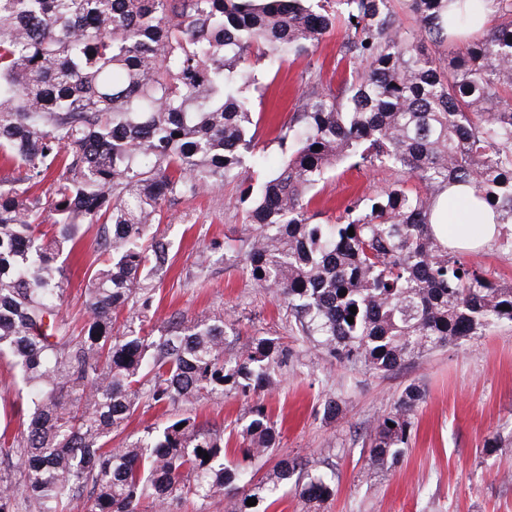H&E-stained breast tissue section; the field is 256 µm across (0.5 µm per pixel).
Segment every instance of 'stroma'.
Segmentation results:
<instances>
[{
  "label": "stroma",
  "instance_id": "obj_1",
  "mask_svg": "<svg viewBox=\"0 0 512 512\" xmlns=\"http://www.w3.org/2000/svg\"><path fill=\"white\" fill-rule=\"evenodd\" d=\"M344 36L343 29L333 30L312 55L288 59L276 69L258 66V82L244 94L258 120V147L268 164L257 171L254 183L280 161L275 126L291 115L311 71L331 74ZM400 178L387 168L331 172L317 187L322 221H335L343 204L374 196ZM246 208L236 182L165 204L158 230L173 242L172 269L160 286L159 317H223L231 355L254 336L292 348L287 367L275 372V386L258 398L280 433V446L276 454L252 460L251 468L265 477L280 458L301 457L312 471L334 475L336 494L319 512H512V324L423 353L388 374L338 362L313 342L296 339L283 301L246 274L238 251L251 230ZM78 235L76 254L66 266L63 313L70 319L84 315L86 272L99 257L97 224L80 225ZM215 243L222 261L200 266V254ZM462 258L491 280L512 284V252L489 243ZM411 384L423 399L411 414L407 453L400 463L369 472L366 433ZM19 388L15 370L0 360V413L10 415L8 433L15 437L26 427L25 417L15 414ZM329 398L340 403L332 420L323 415ZM188 409L198 422L223 431L226 464L242 463L237 431L247 407L232 394L189 407L180 402L168 408L141 406L118 438L135 440L146 426Z\"/></svg>",
  "mask_w": 512,
  "mask_h": 512
}]
</instances>
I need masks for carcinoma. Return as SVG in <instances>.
<instances>
[{"instance_id": "cac0c4a2", "label": "carcinoma", "mask_w": 512, "mask_h": 512, "mask_svg": "<svg viewBox=\"0 0 512 512\" xmlns=\"http://www.w3.org/2000/svg\"><path fill=\"white\" fill-rule=\"evenodd\" d=\"M474 3L408 0L407 27L393 0H0V159L15 171L0 180V358L18 373L29 417L23 439L0 442L23 474L17 485L0 473V512H18L20 500L37 512H139L178 493L267 512L290 489L309 512L335 495L325 474L294 479L304 466L294 457L254 481L224 463L220 431L188 412L115 448L112 433L145 401L256 396L288 361V345L266 337L226 354L221 316L174 315L164 333H143L172 251L154 226L171 197L252 181L264 163L241 95L253 67L309 55L338 25L340 61L363 71L342 69L334 90L311 76L277 127L280 166L245 189L249 276L288 300L298 335L384 374L512 323V285L461 261L432 224L437 199L462 184L512 252V0H493L494 24L456 47ZM344 163L393 168L417 185L397 181L317 224L313 190ZM57 170L45 201L33 189ZM85 222L101 224L102 249L79 325L62 315V259ZM125 310L138 325L118 336ZM420 400L406 387L369 429V470L403 457ZM240 436L250 459L280 444L260 404Z\"/></svg>"}]
</instances>
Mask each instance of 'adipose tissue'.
<instances>
[{"label":"adipose tissue","mask_w":512,"mask_h":512,"mask_svg":"<svg viewBox=\"0 0 512 512\" xmlns=\"http://www.w3.org/2000/svg\"><path fill=\"white\" fill-rule=\"evenodd\" d=\"M491 210L473 197L468 188L453 185L442 195L432 221L450 245L473 249L489 243L497 232Z\"/></svg>","instance_id":"adipose-tissue-1"}]
</instances>
